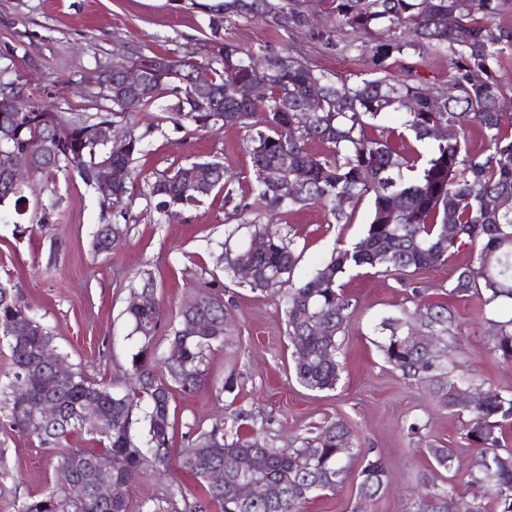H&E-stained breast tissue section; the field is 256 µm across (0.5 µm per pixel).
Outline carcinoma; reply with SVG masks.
<instances>
[{
	"instance_id": "1",
	"label": "carcinoma",
	"mask_w": 512,
	"mask_h": 512,
	"mask_svg": "<svg viewBox=\"0 0 512 512\" xmlns=\"http://www.w3.org/2000/svg\"><path fill=\"white\" fill-rule=\"evenodd\" d=\"M499 0H328L330 19L312 27V13L285 0H220L209 7L212 52L204 62L192 53L168 49L163 53H136L106 64L117 82L123 69L142 68L148 82L142 93L112 99L83 119H74L40 99L0 96V174L15 152L32 157V175L49 192L59 177H77L95 188L97 168L104 162L120 173L112 197L100 199L101 223L92 238L100 254L125 240L128 227L119 223L136 197L145 209L162 215L167 208H197L216 191L224 192V207L232 215L258 209L272 217L293 207L328 208L336 224H351L363 203H368L363 237L350 248H338L330 258L299 284L292 271L299 261L293 240L276 224L251 221V237L265 240V250L224 248L215 265L234 270L249 263L252 290L277 299L284 306L291 359L297 382L311 391L336 388L343 369L342 342L354 310L339 279L349 269L368 267L381 273L413 276L442 264L456 252L475 253L471 265L455 271L448 295L476 300L480 308L512 302V205L500 208L493 201L512 200V90L498 75L504 59L512 55V32L495 23ZM451 18L444 25L441 19ZM271 19L287 34H309L324 54L356 55L360 68L345 76L328 75L304 54L285 46L280 50L243 51L221 36L224 24L235 19ZM351 40L339 39L337 27ZM427 51L445 52L451 66L448 88L440 90L409 67L401 78L391 74V61L405 55L423 57ZM170 63L156 70L155 60ZM322 86V105L310 122L300 125L309 87ZM251 85L256 95L241 102L238 88ZM164 96L175 103L167 120L173 130L216 131L235 126L246 131L245 151L252 167L263 175L253 190V202L237 199L232 183L238 179L222 160H204L212 170L209 188L198 191L186 183L185 166L168 167L138 194L129 190L133 163L159 125L136 120ZM402 116L401 129L379 124L385 116ZM105 123L126 126L124 140L110 145L98 141L96 127ZM452 125L457 136L438 139L426 156L414 144L433 139L431 129ZM480 128L486 149L467 147L469 130ZM323 150L313 155L308 142ZM302 169L306 178L292 196L279 192ZM22 200L20 186L0 177V204ZM455 233L448 234V227ZM194 307L180 306L177 321L163 337L166 347H176L174 361L157 341L160 313L156 301L141 307L128 305L130 337L140 349L131 355L126 388L88 378L75 369L58 377L46 356L62 354L50 326L35 317L8 282L0 281V348L9 352L7 382L0 384V424L23 433L39 444L61 449V463L71 467L74 480L68 489L51 487L36 499L21 503L18 512H171L167 501L135 502L129 497L101 500L94 492L96 466L112 464L113 482L131 484L147 465L159 475L172 466L201 487L189 512H302L308 498L342 486L348 475L345 454L351 428L341 420L331 422L301 445L258 448L240 429L247 420L241 410L224 425L173 451L175 417L171 412L176 391L191 393L207 379V353L224 343L230 316L224 297L200 292ZM421 324L447 340L428 349L405 342L414 325L406 318H387L390 331L382 346L385 359L404 376L426 380L437 387L440 406L451 412L468 411L463 439L473 450L468 483L479 492L471 499L456 497L454 487L430 490L420 498L421 512H512V448L502 444L512 427V393L489 390L474 395L467 406L457 402L458 386L473 379L462 375L458 383L445 381L442 358L454 343V317L448 306L424 303L416 308ZM204 325L199 331L195 322ZM496 327L492 351L512 362V318L489 319ZM57 405V417L34 422L31 415L41 403ZM88 401L102 407L103 425L84 427L77 412ZM140 410L142 437L132 433L135 410ZM82 432L92 448H70V436ZM435 465L450 470L454 448H431ZM252 460L251 476L275 489L269 500L244 501L235 494L238 462ZM388 469L379 457L365 460L357 495L372 501L381 495Z\"/></svg>"
}]
</instances>
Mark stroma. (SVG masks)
I'll list each match as a JSON object with an SVG mask.
<instances>
[{
    "label": "stroma",
    "mask_w": 512,
    "mask_h": 512,
    "mask_svg": "<svg viewBox=\"0 0 512 512\" xmlns=\"http://www.w3.org/2000/svg\"><path fill=\"white\" fill-rule=\"evenodd\" d=\"M208 21L195 0H0V70L22 81L27 93L48 95L54 109L81 118L93 111L87 80L113 58L176 48L208 60ZM225 35L246 49L310 46L305 36L276 33L269 21L239 20L227 26ZM173 103L165 97L140 114L142 122L156 121L160 127L134 163L137 182L173 164L222 159L240 175L234 185L237 197H249L256 176L243 149L244 131H174L166 120ZM23 194L22 214H15L10 202L0 207L10 215L9 223L0 224V280L22 293L51 327L68 362L89 378L117 384L124 380L137 344L129 337L131 328L122 312L144 278L155 284L165 327L195 289L204 286L223 295L231 332L207 357V383L174 395L175 448L186 446L188 428L208 431L222 425L230 407L247 413L244 434L274 448L297 444L316 428L341 420L353 430L350 476L336 491L310 498L303 512H419L416 480L422 475L436 487L450 485L456 494L471 496L468 456L459 455L447 472L428 453L433 445L461 446V417L437 407L423 383L404 377L385 361L381 323L403 310L415 312L413 290L425 289L426 301L448 305L454 315L456 344L450 358L458 367L450 378L466 369L487 386L512 392V362L493 353L491 323L479 320L476 303L448 294L454 271L471 263L472 252L457 253L446 264L407 279L369 268L344 274L340 283L355 301L343 341L344 369L335 389L315 392L295 379L278 299L215 268L212 254L220 243L233 248L249 243L253 213L238 223L218 195L156 222L143 217L136 203L129 211L126 241L97 255L91 247L100 222L97 194L76 179L60 181L52 194L31 179ZM366 216L362 208L354 223L334 224L319 207L279 212L276 223L291 232L301 252L294 282L329 259L337 246L358 242ZM55 242L61 249L54 254L50 246ZM231 376L237 379L233 392L222 391V382ZM414 422L421 424L420 434L410 432ZM369 450L385 461L389 472L384 492L370 502L359 499L356 491ZM0 455L7 461L0 467V512H15L17 503L55 485V453L37 441L0 427ZM194 492L192 479L175 467L163 477L144 470L130 487L133 500H170L177 512Z\"/></svg>",
    "instance_id": "1"
}]
</instances>
